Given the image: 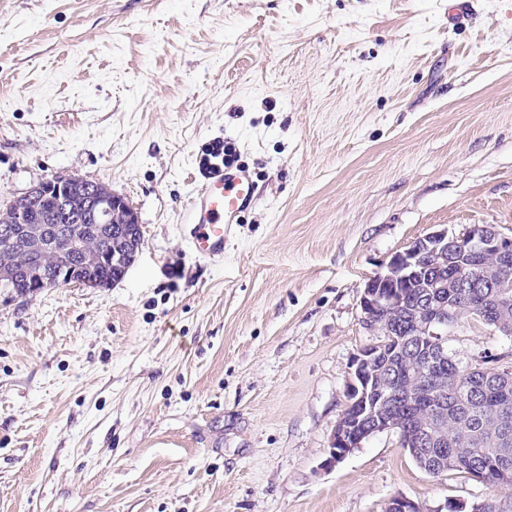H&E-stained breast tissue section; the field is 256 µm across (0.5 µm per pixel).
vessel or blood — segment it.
Here are the masks:
<instances>
[{
  "instance_id": "b4317fda",
  "label": "vessel or blood",
  "mask_w": 512,
  "mask_h": 512,
  "mask_svg": "<svg viewBox=\"0 0 512 512\" xmlns=\"http://www.w3.org/2000/svg\"><path fill=\"white\" fill-rule=\"evenodd\" d=\"M256 201V182L248 167L219 163L203 170L183 202V232L196 258L223 259L234 224Z\"/></svg>"
}]
</instances>
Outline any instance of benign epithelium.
Instances as JSON below:
<instances>
[{
  "mask_svg": "<svg viewBox=\"0 0 512 512\" xmlns=\"http://www.w3.org/2000/svg\"><path fill=\"white\" fill-rule=\"evenodd\" d=\"M52 186H37L23 196L17 204V214L34 220L40 219L42 204L47 198V191ZM59 220L66 224H80L84 216L78 211L81 204L74 199L56 193ZM81 197L91 198L94 216L98 224L112 225V234L121 237L133 233L139 228L137 214L124 197L97 187H89ZM18 234L30 239V248L45 251L62 244L65 248H77L80 240L69 235H58L51 239L41 231L34 232L24 227ZM470 248L485 257V262L475 271H460L457 275L458 287H465V282L472 277L489 281L507 278L506 257L512 256V235L502 233L494 224H473L461 235L448 234L440 229L417 238L405 250L394 254L383 270L369 277L364 284L360 305L366 324L374 330L380 329L377 315L390 312L394 316L413 314L412 335L419 342V349L414 351L412 360L397 361L403 343L392 337L395 346L367 345L353 355L349 366V393L347 406L336 424L332 434L331 457L329 463H335L362 444L370 437L386 431L399 434L404 448L408 450L416 465L430 472L438 468L447 471L463 461L471 460L470 449L448 457L435 456L429 448L437 443H448V436L435 438L429 431L430 420L423 416L412 425L402 423L395 408L400 405H412L421 396L432 400V407L443 403L448 389V382L440 374L448 349L444 336L448 335V326L464 316H484L483 310L470 303L454 305L444 300L442 289L445 283L442 277H436L432 285L426 284L428 269L422 265V259L431 258L435 265L432 269L440 271L443 264L461 248ZM418 277L424 284L421 293L422 307H407L404 297L396 296L382 289V285L391 280ZM50 288L48 271L42 265H33L26 270L25 286L15 287L24 295H34ZM491 317L504 335L512 334V297L503 293L493 298ZM483 383L495 386H507L512 383V369L504 367L485 373ZM493 474L495 489H512V468L504 466L495 456H483L479 468L472 470L471 477L483 481L487 474ZM387 512H422L414 501L396 496L389 502Z\"/></svg>",
  "mask_w": 512,
  "mask_h": 512,
  "instance_id": "benign-epithelium-1",
  "label": "benign epithelium"
}]
</instances>
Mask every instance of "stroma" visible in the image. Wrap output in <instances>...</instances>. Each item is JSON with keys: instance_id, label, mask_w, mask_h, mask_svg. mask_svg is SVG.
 <instances>
[{"instance_id": "1", "label": "stroma", "mask_w": 512, "mask_h": 512, "mask_svg": "<svg viewBox=\"0 0 512 512\" xmlns=\"http://www.w3.org/2000/svg\"><path fill=\"white\" fill-rule=\"evenodd\" d=\"M254 172L223 260L182 231L216 138ZM122 195L125 278L0 287V512H435L512 492L383 432L326 466L368 277L418 237L512 233V0H0V205ZM467 368L512 336L449 326ZM52 189V185L44 186L42 188L41 185H38L35 188H32L28 192H26L23 196L18 198L20 201L17 204V215L32 218L34 220H41L39 213L42 210V204L46 200L47 195L50 194L44 193Z\"/></svg>"}]
</instances>
